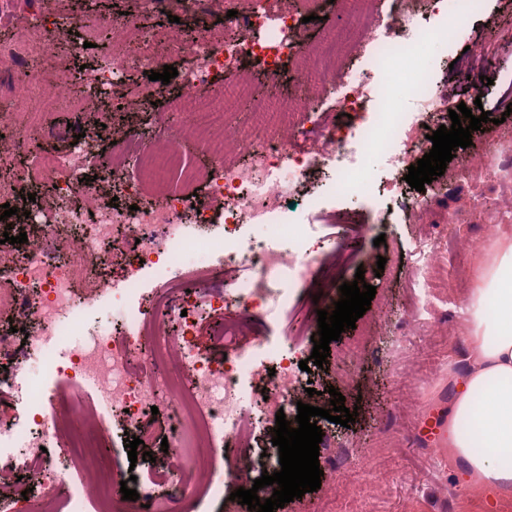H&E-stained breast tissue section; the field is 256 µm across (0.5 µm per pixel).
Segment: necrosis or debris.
Masks as SVG:
<instances>
[{
  "label": "necrosis or debris",
  "mask_w": 512,
  "mask_h": 512,
  "mask_svg": "<svg viewBox=\"0 0 512 512\" xmlns=\"http://www.w3.org/2000/svg\"><path fill=\"white\" fill-rule=\"evenodd\" d=\"M294 2L293 9L270 19L248 7L247 0H224L232 12L224 20L230 35L204 30L175 45L174 53L186 64L184 91L170 104L179 120L162 121L153 137L125 140L101 157L96 145L105 130L97 126L65 151L38 155L42 179L51 188L52 219L39 225L23 251L0 248V310L16 311L28 335L24 357L0 350V395L22 393L29 402L24 428L1 416L0 436L8 435V448L38 479L30 490L16 481L1 482L0 512H13L24 497L36 502L38 512H54L58 486L83 459L103 466L105 477L94 493L105 512L128 509L112 493L128 475L111 460H98V438L79 430L61 439V414L46 411L47 392L27 373L33 358L67 383L70 413L87 411L86 387L94 385L98 407L118 416L124 431L148 448L156 446L157 437L144 419L152 406L165 401L170 469L180 472L183 481L167 484L166 473L159 471L140 485V500L149 512H187L200 497L222 494L236 478L224 467L228 455L248 461L257 477L279 471L277 447L261 451L251 443L255 421L243 384H262L265 412L286 407L307 385L299 368L302 350L281 347L272 358L235 351L220 359L201 358L192 349L197 316L228 300L244 317L256 310L291 308L320 263L305 239L307 226L320 213L313 186L319 176L330 175L339 193L376 199L384 207L385 223L397 210L411 221L427 210L428 198L409 191L405 177L415 159L430 152L433 143L424 125L427 117L446 114L448 94L413 83L418 111L398 113L388 133L380 134L383 115L375 107L389 102L381 64L391 57L412 58L415 45L429 34L428 19L442 18L449 31L462 29L477 0H457L453 6L448 0H395L379 21L372 18L376 0H355L320 45L302 41L300 20L322 15L324 0ZM137 26L136 16L125 17L112 32L111 54L86 70L83 82L104 100L122 88L127 101L144 108L157 87L134 85L127 78L134 70L160 67L163 57L147 40H128ZM57 35V26L37 19L19 53L0 56V74L38 59L58 63L53 51ZM351 46L363 51V72L343 82L337 66ZM288 61L307 64V92L299 99L273 107L241 81L212 91L218 74L239 73L247 63L268 81H277ZM322 94L335 98L337 111L354 113L357 121L322 129L320 151L298 152L291 134ZM245 98L260 123L253 136L241 138L236 118ZM187 128L196 132L195 147L208 159L204 168L187 161ZM374 149L388 158L387 175L379 180L365 163ZM470 164L483 182L511 185L512 131L485 141ZM199 182L208 198L223 200L221 215H213L206 200L191 197ZM104 185L124 196L125 204L105 201L99 193ZM295 197L303 205L293 211L288 202ZM247 224L267 226L270 234L262 240L243 238ZM120 257L125 260L122 281L114 284L103 271ZM176 267L184 271L177 302L160 297L153 308H142L143 272L163 280ZM212 281L219 282L218 290H209ZM107 294L123 313L121 327L101 326L66 358L57 359L52 340L76 325L81 305ZM144 345L152 349L147 362L133 356Z\"/></svg>",
  "instance_id": "necrosis-or-debris-1"
}]
</instances>
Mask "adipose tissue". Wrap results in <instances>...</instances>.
I'll list each match as a JSON object with an SVG mask.
<instances>
[{"mask_svg":"<svg viewBox=\"0 0 512 512\" xmlns=\"http://www.w3.org/2000/svg\"><path fill=\"white\" fill-rule=\"evenodd\" d=\"M474 319L460 341L466 369L450 406L448 446L461 475L512 494V239L474 272Z\"/></svg>","mask_w":512,"mask_h":512,"instance_id":"ef3b65f1","label":"adipose tissue"}]
</instances>
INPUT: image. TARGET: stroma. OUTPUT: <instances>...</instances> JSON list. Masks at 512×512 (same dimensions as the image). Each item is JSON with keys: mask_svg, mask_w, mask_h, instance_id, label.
<instances>
[{"mask_svg": "<svg viewBox=\"0 0 512 512\" xmlns=\"http://www.w3.org/2000/svg\"><path fill=\"white\" fill-rule=\"evenodd\" d=\"M55 11L66 23L137 13L140 35L160 46L169 44L178 33L192 39L203 26L222 32L224 19L217 0L205 16L184 13L176 23L155 10L138 11L135 0H55ZM41 12V0H0V55L13 51L27 23ZM476 43L484 44L497 63L494 83L478 102L487 111L500 101L512 105V0H485L468 26L450 36L447 43L423 45L417 67L400 60L386 62V69L395 74L389 88L390 111H415V101L406 94L405 85L418 72L424 73L434 88L450 90L449 109L462 103L473 106L477 101L466 92L468 81L484 73L469 50ZM182 85V77L171 78L155 104L143 110L118 97L99 101L72 82L66 88L69 107L48 109L36 102L32 110L38 122L57 131L48 143L50 149L65 150L73 135L101 122L107 135L98 146L110 150L125 135H151L150 115L165 112L169 99L181 92ZM452 155L444 174L425 187L429 206L423 223L409 224L402 214H394L391 223L380 226L384 243L374 244L368 237L357 251L347 249L344 240L356 233L358 225L375 222V202L339 195L327 178L317 182L324 203L319 220L308 231L311 247L335 267L337 282H353L360 270L365 283L375 286L376 294L355 328L331 342L327 363L310 373L316 396L301 397L302 403L326 409L331 391L341 392L345 407L358 411L355 421L348 428L322 421L321 487L285 504L280 512H322L326 505L332 512H486L484 491L459 481L448 451H436V440L425 426L430 418L448 417L455 379L462 372L457 338L472 323L468 294L474 286V270L485 260L481 251L459 260L453 237L442 234L449 214L469 207L473 196L469 185L460 180L467 150L457 147ZM426 244L436 253L435 268L430 272L415 262L420 246ZM381 257L386 260L382 267L377 264ZM429 290L436 297L429 328L435 337L432 351L397 353L401 342L397 323ZM339 298V292L328 293L323 285L315 284L299 290L288 313H258L246 319L240 318L235 304H227L224 310L200 316L194 350L199 356H210L225 324L233 322L237 330L231 348L270 352L284 341L295 340L304 351H312V332L303 326L305 315L319 309L333 311ZM353 344L359 353L352 360L347 350ZM104 435L115 467L132 470L138 481L146 480L148 470L161 471L168 464L166 453L157 448L151 451L152 461L130 463L124 431L117 423H108Z\"/></svg>", "mask_w": 512, "mask_h": 512, "instance_id": "stroma-1", "label": "stroma"}]
</instances>
